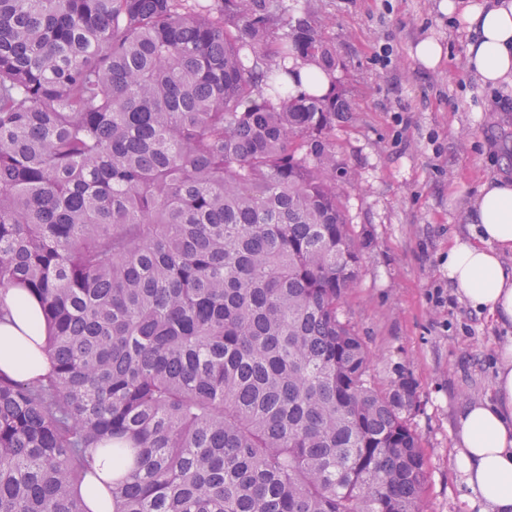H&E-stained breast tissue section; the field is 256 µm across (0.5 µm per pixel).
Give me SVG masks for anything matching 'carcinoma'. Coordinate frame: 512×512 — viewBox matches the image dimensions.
Listing matches in <instances>:
<instances>
[{
  "label": "carcinoma",
  "mask_w": 512,
  "mask_h": 512,
  "mask_svg": "<svg viewBox=\"0 0 512 512\" xmlns=\"http://www.w3.org/2000/svg\"><path fill=\"white\" fill-rule=\"evenodd\" d=\"M285 0H0V512H427L414 387L343 319L361 254L336 52ZM317 68L299 89L288 60ZM0 372L18 381L46 377L50 364L45 351L46 328L39 301L22 289L0 292ZM123 460L112 457V453H101L96 459L93 472L88 474L80 492L93 512H112V503L107 483L114 473L125 468Z\"/></svg>",
  "instance_id": "1"
}]
</instances>
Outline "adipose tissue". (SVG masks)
Here are the masks:
<instances>
[{
  "label": "adipose tissue",
  "mask_w": 512,
  "mask_h": 512,
  "mask_svg": "<svg viewBox=\"0 0 512 512\" xmlns=\"http://www.w3.org/2000/svg\"><path fill=\"white\" fill-rule=\"evenodd\" d=\"M439 11L467 32L465 66L492 91L512 88V0H440ZM472 232L448 245V280L460 301L512 327V181L484 182L467 205ZM46 328L38 300L0 292V375L46 377ZM494 399L467 402L459 414L455 471L462 497L479 512H512V336L496 355ZM123 460L102 453L80 492L92 512H112L107 490Z\"/></svg>",
  "instance_id": "1"
}]
</instances>
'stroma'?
I'll return each instance as SVG.
<instances>
[{"label":"stroma","instance_id":"1","mask_svg":"<svg viewBox=\"0 0 512 512\" xmlns=\"http://www.w3.org/2000/svg\"><path fill=\"white\" fill-rule=\"evenodd\" d=\"M324 21L340 60L348 111L336 118V157L350 178L343 205L361 268L344 316L374 355L378 377L412 382L411 426L428 462L429 512H469L453 464L466 398L493 397L505 331L458 299L443 260L469 234L467 200L489 179H512V95L483 88L465 68L467 36L439 0H288ZM433 36L449 59L421 68L410 50ZM448 303L433 311L429 295Z\"/></svg>","mask_w":512,"mask_h":512}]
</instances>
